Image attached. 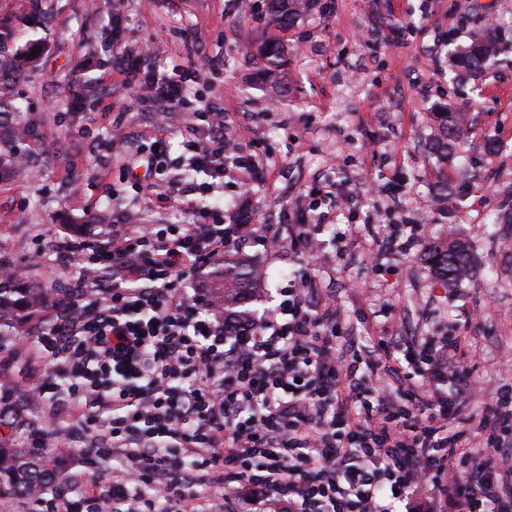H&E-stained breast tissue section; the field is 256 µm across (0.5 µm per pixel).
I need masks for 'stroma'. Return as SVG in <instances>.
Masks as SVG:
<instances>
[{"instance_id":"obj_1","label":"stroma","mask_w":512,"mask_h":512,"mask_svg":"<svg viewBox=\"0 0 512 512\" xmlns=\"http://www.w3.org/2000/svg\"><path fill=\"white\" fill-rule=\"evenodd\" d=\"M0 0L14 44L41 40V65L19 91L26 109L8 115L24 121L23 147L38 171L27 179L0 180V261L32 263V280L54 288L55 243L66 234L102 231L109 223L145 213L157 224L191 223L186 210L145 212L124 163L138 146L160 137L168 151L167 176L180 201L202 175L185 170L186 113L218 102L227 131L264 168L249 184L224 182L235 215L287 233L299 223L298 196L322 180L336 186L318 196L321 211L350 209L353 223H368L390 200L392 178L404 183L394 223L418 224L422 237L409 254L379 251L369 258V236L338 248L334 227L316 237L324 264L306 267L286 242L254 243L237 258L264 269L253 297L257 309L278 304L289 279L309 274L322 297L352 321L390 306L403 336L462 337L461 366L469 380L512 384V233H492V215L512 212V0H319L288 31L269 24L264 0ZM120 15L121 36L107 35ZM505 25L498 62L481 77L451 70L452 50L468 46L488 25ZM281 38L288 47L280 84L262 77L255 44ZM155 48L159 70L180 75L186 112L169 113L162 127L158 103L141 88L143 72L112 71V52ZM111 74L106 91L93 84ZM466 113V145L451 159L431 150L435 106ZM496 139L492 153L479 151ZM465 243L472 269L454 286L437 280L424 259L434 246ZM43 249L35 258V249ZM0 373L17 394L0 407V419L22 415L14 446L26 445L52 408L29 402L33 382L22 363L0 351Z\"/></svg>"}]
</instances>
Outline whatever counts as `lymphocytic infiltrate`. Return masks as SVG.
<instances>
[{
    "label": "lymphocytic infiltrate",
    "mask_w": 512,
    "mask_h": 512,
    "mask_svg": "<svg viewBox=\"0 0 512 512\" xmlns=\"http://www.w3.org/2000/svg\"><path fill=\"white\" fill-rule=\"evenodd\" d=\"M148 59L137 57L145 90L163 111L182 108V82ZM184 149L211 177L205 194L224 178L262 174L231 146L215 104L189 121ZM330 191L301 194V219L288 227L289 247L308 263L314 231L328 221L315 198ZM257 232L210 209L192 224H116L60 239L63 266L80 275L24 348L51 368L38 393L61 394L37 441L58 437L70 418L123 449L124 462L106 491L79 486L61 502L38 494L35 506L155 512L162 500L169 512H394L425 491L426 512H512V387L487 392L470 427L459 337H421L398 358L391 326L371 323L372 350L344 356L336 308L318 301L307 278L258 322L225 334L223 305L182 282ZM203 478L211 492L193 494Z\"/></svg>",
    "instance_id": "1"
}]
</instances>
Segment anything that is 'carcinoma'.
<instances>
[{
    "label": "carcinoma",
    "mask_w": 512,
    "mask_h": 512,
    "mask_svg": "<svg viewBox=\"0 0 512 512\" xmlns=\"http://www.w3.org/2000/svg\"><path fill=\"white\" fill-rule=\"evenodd\" d=\"M318 0H268L269 20L275 27L286 30L292 27L304 14L317 7ZM13 29L11 21L0 17V114L19 112L14 86L26 75L25 65L39 61L41 54L31 55V50L40 46L30 43L24 49L11 47ZM259 53L265 60L263 76H268L280 67L284 53L283 44L274 39L261 43ZM501 53V33L497 27L476 34L463 50L450 55L452 66L476 78ZM440 135L433 143V149L441 156L451 154L456 147L464 124L463 113L448 108L437 113ZM24 135L17 127L11 126L0 132V178L16 174L17 142ZM426 260L433 267L439 279L447 284L463 280V274L470 270L468 249L461 243L429 251ZM224 288V308L231 314L232 321L239 323L248 319V314L239 310L250 299L255 281L254 273L245 264L229 257L224 258V269L214 272ZM48 291L38 282L15 280L0 283V345L10 339L8 330L23 317L39 311L46 303ZM70 474L64 467L49 466V463L35 456L30 448H9L0 440V495L31 499L33 490L46 491L54 485L68 482Z\"/></svg>",
    "instance_id": "carcinoma-1"
}]
</instances>
